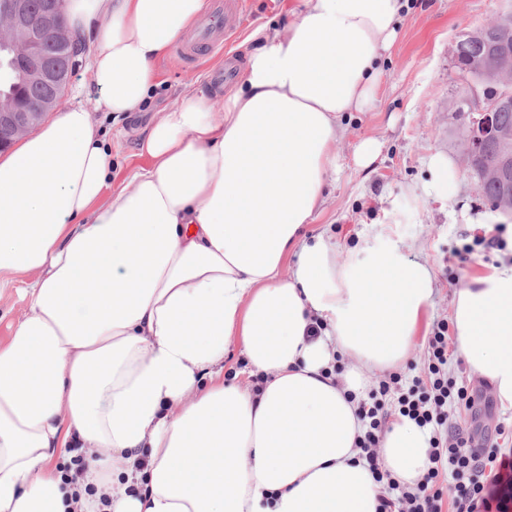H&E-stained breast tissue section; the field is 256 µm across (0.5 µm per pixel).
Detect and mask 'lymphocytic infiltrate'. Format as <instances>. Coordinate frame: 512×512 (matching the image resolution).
I'll use <instances>...</instances> for the list:
<instances>
[{
    "label": "lymphocytic infiltrate",
    "mask_w": 512,
    "mask_h": 512,
    "mask_svg": "<svg viewBox=\"0 0 512 512\" xmlns=\"http://www.w3.org/2000/svg\"><path fill=\"white\" fill-rule=\"evenodd\" d=\"M447 321H439L428 339L424 374L402 387L390 374L358 399L357 414L366 430L357 439L369 469L382 486L379 512H507L512 496V448L476 442L453 417L470 410L475 399L448 376ZM400 415L428 429L429 465L415 489L402 487L380 464L379 448L391 417ZM452 482L443 485L442 473Z\"/></svg>",
    "instance_id": "obj_1"
}]
</instances>
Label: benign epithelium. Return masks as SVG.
Listing matches in <instances>:
<instances>
[{
	"label": "benign epithelium",
	"mask_w": 512,
	"mask_h": 512,
	"mask_svg": "<svg viewBox=\"0 0 512 512\" xmlns=\"http://www.w3.org/2000/svg\"><path fill=\"white\" fill-rule=\"evenodd\" d=\"M20 5L18 0H0V22L16 21ZM20 34L24 47L21 58L33 64L34 71L42 79L54 77L51 57L41 46L40 32L35 29L14 27ZM471 83L469 91L457 100L458 110L472 112V122L464 123L458 131V147L461 165L479 177L486 174V147L496 137L495 112L488 104V93L493 90L500 98L512 97V70L495 62H476L469 67ZM37 118L34 112H24L11 107H0V146L10 141L11 136L22 126L32 125ZM496 170L505 188L512 195V156H497Z\"/></svg>",
	"instance_id": "obj_1"
}]
</instances>
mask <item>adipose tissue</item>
I'll return each instance as SVG.
<instances>
[{"label":"adipose tissue","instance_id":"adipose-tissue-1","mask_svg":"<svg viewBox=\"0 0 512 512\" xmlns=\"http://www.w3.org/2000/svg\"><path fill=\"white\" fill-rule=\"evenodd\" d=\"M205 0H65L97 107L138 111ZM406 0H301L241 84L153 121L150 165L112 186L91 112L57 111L0 156V290L27 305L0 345V512H377L348 393L405 365L434 293L398 248L306 237L346 114L370 107ZM456 351L512 411V266L455 293ZM238 344L240 378L225 381ZM429 433L392 420L404 487ZM85 454L64 482L59 449ZM94 492H86V485Z\"/></svg>","mask_w":512,"mask_h":512}]
</instances>
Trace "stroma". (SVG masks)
I'll list each match as a JSON object with an SVG mask.
<instances>
[{"instance_id": "1", "label": "stroma", "mask_w": 512, "mask_h": 512, "mask_svg": "<svg viewBox=\"0 0 512 512\" xmlns=\"http://www.w3.org/2000/svg\"><path fill=\"white\" fill-rule=\"evenodd\" d=\"M298 0H244L246 20L225 50H210L192 65L168 55L159 65L156 86L143 110L122 121L98 111L97 91L87 83L86 54H79L60 107L80 105L91 111L112 151V178L122 182L129 170L148 165L140 152L152 119L182 96L205 92L220 101L227 88L213 85L211 71L224 65L225 54L245 60L255 30L283 29L288 11ZM512 0H409L395 44L381 64L374 109L348 120L336 148L344 159L342 171L327 182V203L308 234L328 229L341 252L365 246L384 250L397 246L405 258L427 263L435 275L429 308L431 322L448 319L456 288L466 274L487 272L512 264V215L503 226L506 249H491L466 263L452 254L478 236L480 221L495 212L481 196L477 178L458 168L453 189H446L431 167L433 159H458L454 131L461 121L454 103L466 80L452 54L454 42L500 12ZM376 139L380 154L368 168L353 162L356 146Z\"/></svg>"}]
</instances>
